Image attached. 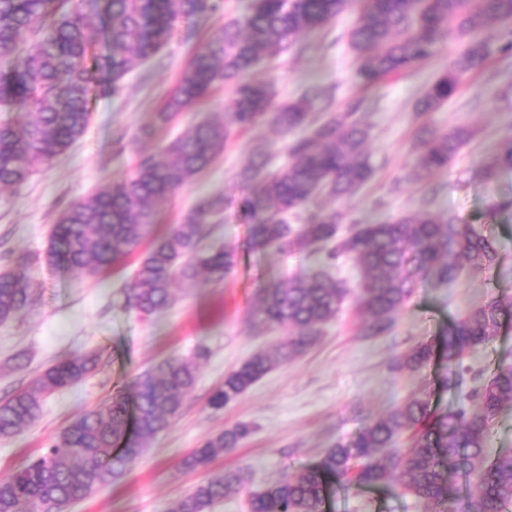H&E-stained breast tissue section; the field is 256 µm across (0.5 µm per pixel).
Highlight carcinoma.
I'll use <instances>...</instances> for the list:
<instances>
[{
    "label": "carcinoma",
    "instance_id": "1",
    "mask_svg": "<svg viewBox=\"0 0 512 512\" xmlns=\"http://www.w3.org/2000/svg\"><path fill=\"white\" fill-rule=\"evenodd\" d=\"M354 4L358 18L349 35L355 58L352 78L366 90L415 70L434 55L451 28L468 37L459 57L416 100L419 117L440 109L458 89L461 76L485 64L492 42L512 50V0H253L247 15L225 21L197 51L155 124H168L216 87L231 85L225 119L188 126L168 144L164 159L141 157L129 177L68 205L51 229L47 261L81 277H98L138 249L155 223L154 205L203 173L236 131L267 121L294 135L287 143L288 163L274 173L267 172L270 156L264 147L253 148L240 178L255 190L241 206L258 219L256 247L301 253L315 266L261 290L249 319L257 328L280 330L283 336L224 377L210 399L215 409L238 400L272 369L302 356L349 298L365 317L362 335L378 336L391 328L418 278L447 284L466 269H490L501 261L493 239L482 230L450 223L427 208L375 224H352L344 233L340 228L347 212L342 209L313 211L304 224L288 223V213L321 196L344 200L371 179L364 100L354 99L344 111L326 112L313 122L310 112L322 89L308 87L275 107L267 86L246 76L264 56L287 50L296 35L324 25ZM221 6L222 0H0V53L23 52L21 62L0 64V112L28 116L21 124L0 121V188L25 183L64 154L90 121L92 95L119 93L125 76L163 49L179 20L217 12ZM101 18L109 44L105 54L96 51L91 35ZM470 137L465 128H422L415 176L424 180L448 167ZM502 168H512V140L496 153L486 177ZM223 212V199L206 198L153 238L137 262L125 305L152 318L173 304L176 282L193 281L205 272L220 283L235 265V251L208 242L207 225ZM341 257L358 270L352 288L324 268ZM30 303L25 267L1 269L0 322ZM506 321H512V305L492 298L453 323L437 344L416 346L403 366L417 371L438 353L448 361L446 384L454 388L462 382L454 367L464 352L487 345ZM98 358L72 353L0 402V437L24 431L40 415L44 396L79 382ZM196 380L194 359L170 357L133 381L134 415L119 393L78 415L41 457L0 479V512L60 509L111 483L151 438L172 425ZM471 395L474 407L444 412L432 411L424 394L412 395L386 416L368 420L352 442L336 444L316 464L252 493L250 512H323L329 481L336 476H347L361 488L397 482L423 512H512V452L485 460L492 423L512 401V366L498 365ZM248 432L238 425L207 439L184 466L206 465L236 447ZM462 448L468 450L476 491L460 510L455 479ZM246 482L241 470L217 474L194 486L170 512H209L215 503L241 492Z\"/></svg>",
    "mask_w": 512,
    "mask_h": 512
}]
</instances>
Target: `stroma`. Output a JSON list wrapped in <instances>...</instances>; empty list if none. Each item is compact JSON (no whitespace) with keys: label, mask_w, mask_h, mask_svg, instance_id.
Here are the masks:
<instances>
[{"label":"stroma","mask_w":512,"mask_h":512,"mask_svg":"<svg viewBox=\"0 0 512 512\" xmlns=\"http://www.w3.org/2000/svg\"><path fill=\"white\" fill-rule=\"evenodd\" d=\"M251 3L224 0L223 13L205 12L181 21L158 55L125 77L118 94L94 100L84 135L66 153L26 183L0 188V269L27 265L33 298L26 311L0 323V400L26 388L65 355L93 349L102 354L83 381L44 399L33 424L0 439V479L43 452L79 413L105 403L154 364L171 356L199 357L197 383L173 425L153 437L118 478L65 512H169L194 485L236 469L248 476L246 493L214 504L211 512H249L250 493L314 464L336 443L351 441L366 419L385 415L410 394L422 392L433 406L453 408L499 363H512V325H506L484 349L464 356L462 388L444 389L447 368L439 359L415 372L400 365L415 346L438 341L449 323L490 298L512 302V210L491 209L494 201L512 198V169L500 170L490 180L480 175L498 148L512 139V53L493 51L484 69L465 73L458 91L426 116L430 127L448 131L463 126L472 136L447 169L415 182L409 177L416 155L415 100L456 59L464 40L450 35L415 71L364 92L351 77L354 56L348 33L357 17L353 7L301 33L288 52L265 57L254 78L270 88L278 105L311 85L331 91L338 112L361 95L376 100V108L365 114L374 174L345 203L349 220L382 222L427 201L435 215L475 225L491 236L502 256L499 266L461 274L442 287L418 280L393 330L384 336H362V317L353 303H346L303 356L273 369L238 400L216 410L210 397L225 375L280 336L279 331L250 325L247 311L257 294L271 280L310 266L304 255L253 247L255 223L240 208L249 189L238 173L253 146L265 143L273 166L286 160V139L278 130L266 123L236 133L206 172L156 208L154 230L160 233L179 223L199 199L224 197V219L211 225L210 239L236 248L237 261L223 283L177 285L175 304L145 319L124 304L137 255H129L99 282L46 262L49 234L63 208L130 175L140 156L161 155L189 125L223 119L232 97L228 86L217 88L170 124L156 126L153 138L136 137L140 128L156 125L155 115L181 72L215 29L226 18L244 15ZM118 130L128 134L120 145L113 140ZM20 352L25 366L16 370L12 359ZM239 424L249 432L236 448L215 456L206 467H184V458L205 439ZM325 510L421 512L398 483L358 489L344 478L334 483Z\"/></svg>","instance_id":"1"}]
</instances>
